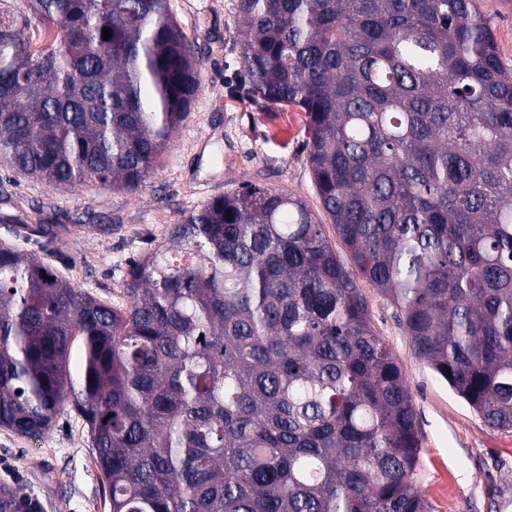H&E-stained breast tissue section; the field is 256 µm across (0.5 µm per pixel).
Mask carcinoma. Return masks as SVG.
Segmentation results:
<instances>
[{
  "instance_id": "obj_1",
  "label": "carcinoma",
  "mask_w": 512,
  "mask_h": 512,
  "mask_svg": "<svg viewBox=\"0 0 512 512\" xmlns=\"http://www.w3.org/2000/svg\"><path fill=\"white\" fill-rule=\"evenodd\" d=\"M249 91L306 112L317 194L252 183L131 261L125 304L0 246V427L83 417L110 512H431L412 393L357 278L415 354L512 429V69L476 0H237ZM111 36L102 38V30ZM168 0H0V169L140 190L200 88ZM80 344L83 362L66 360ZM0 512H42L0 485Z\"/></svg>"
}]
</instances>
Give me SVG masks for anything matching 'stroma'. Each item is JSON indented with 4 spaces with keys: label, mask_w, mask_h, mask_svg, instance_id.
<instances>
[{
    "label": "stroma",
    "mask_w": 512,
    "mask_h": 512,
    "mask_svg": "<svg viewBox=\"0 0 512 512\" xmlns=\"http://www.w3.org/2000/svg\"><path fill=\"white\" fill-rule=\"evenodd\" d=\"M199 48L201 91L161 166L141 191L100 184L55 187L0 172V217L40 209L67 245L47 255L82 291L119 307L130 260L164 237L182 212L256 183L285 190L314 211L332 250L354 260L323 211L308 159L306 115L248 96L236 0H170ZM498 54L512 68V0H479ZM375 330L389 343L412 392L421 451L415 478L432 512H512V429L489 426L415 354L395 309L360 281ZM0 484L38 498L43 512H109L87 426L64 407L37 437L0 428Z\"/></svg>",
    "instance_id": "1"
}]
</instances>
